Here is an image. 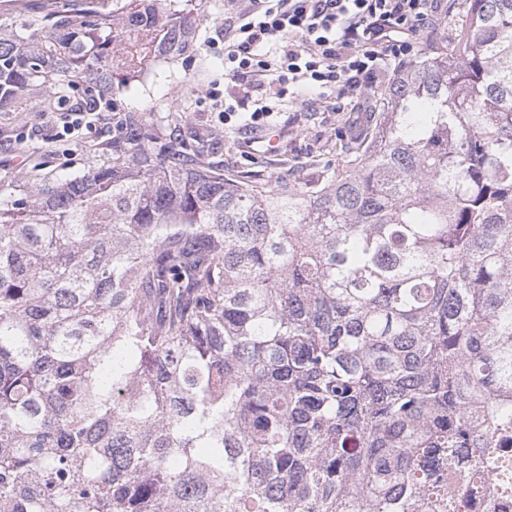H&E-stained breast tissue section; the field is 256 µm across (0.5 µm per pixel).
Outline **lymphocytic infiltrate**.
<instances>
[{"instance_id": "1", "label": "lymphocytic infiltrate", "mask_w": 512, "mask_h": 512, "mask_svg": "<svg viewBox=\"0 0 512 512\" xmlns=\"http://www.w3.org/2000/svg\"><path fill=\"white\" fill-rule=\"evenodd\" d=\"M437 20L436 0H251L224 45V74L252 101V128L305 83L336 90L333 112L387 86L389 71L420 54V34Z\"/></svg>"}]
</instances>
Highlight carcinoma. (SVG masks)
Segmentation results:
<instances>
[{
  "mask_svg": "<svg viewBox=\"0 0 512 512\" xmlns=\"http://www.w3.org/2000/svg\"><path fill=\"white\" fill-rule=\"evenodd\" d=\"M336 163L269 182L131 112L0 199V512H459L512 497V0H465ZM0 25V112L186 52L175 0ZM466 506L462 512H511L512 499L507 502L502 499L491 501L483 494H468L465 497Z\"/></svg>",
  "mask_w": 512,
  "mask_h": 512,
  "instance_id": "1",
  "label": "carcinoma"
}]
</instances>
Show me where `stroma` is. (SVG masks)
Here are the masks:
<instances>
[{
    "mask_svg": "<svg viewBox=\"0 0 512 512\" xmlns=\"http://www.w3.org/2000/svg\"><path fill=\"white\" fill-rule=\"evenodd\" d=\"M247 4L248 0H199L203 22L192 48L178 58L156 60L150 71L138 77L114 83L112 112L80 142L49 143L38 136V129L57 123V113L1 112L0 196L18 194L23 184L79 175L111 160L112 138L131 111L161 127L208 132L218 140L211 161L268 179L307 175L321 164L335 162L337 135L362 128L376 98L361 101L356 112H312L308 104L317 99V91L298 87L293 98L274 103L267 130L282 133L283 138L271 154L251 151L256 131L245 127L244 120L252 104H245L230 121L221 120L223 97L229 91L224 82V20Z\"/></svg>",
    "mask_w": 512,
    "mask_h": 512,
    "instance_id": "1",
    "label": "stroma"
}]
</instances>
